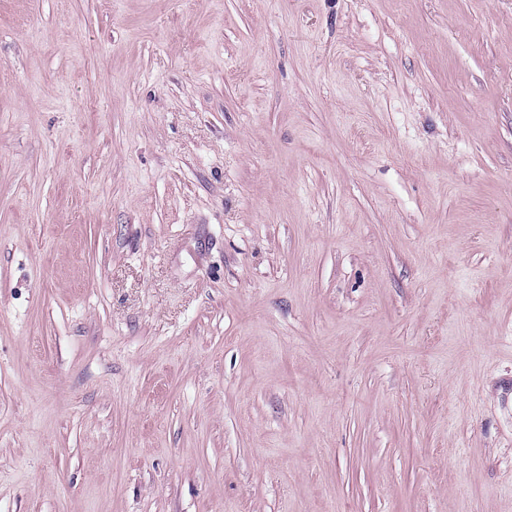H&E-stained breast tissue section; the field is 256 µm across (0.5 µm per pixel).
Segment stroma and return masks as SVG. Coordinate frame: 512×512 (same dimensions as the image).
I'll use <instances>...</instances> for the list:
<instances>
[{
	"mask_svg": "<svg viewBox=\"0 0 512 512\" xmlns=\"http://www.w3.org/2000/svg\"><path fill=\"white\" fill-rule=\"evenodd\" d=\"M0 512H512V0H0Z\"/></svg>",
	"mask_w": 512,
	"mask_h": 512,
	"instance_id": "1",
	"label": "stroma"
}]
</instances>
